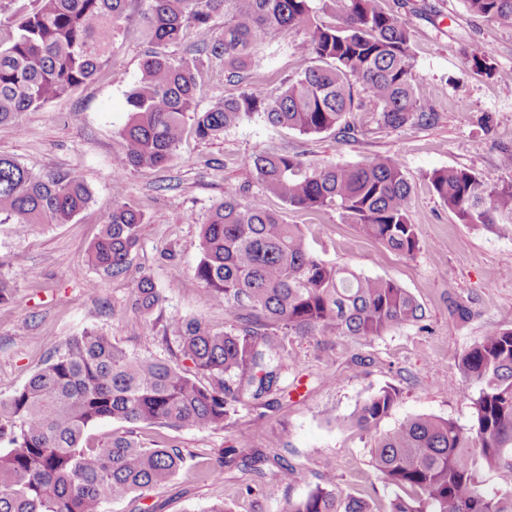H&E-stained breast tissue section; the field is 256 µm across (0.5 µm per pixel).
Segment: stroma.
<instances>
[{
	"mask_svg": "<svg viewBox=\"0 0 512 512\" xmlns=\"http://www.w3.org/2000/svg\"><path fill=\"white\" fill-rule=\"evenodd\" d=\"M384 3L399 9L410 31L415 89L434 113L431 123L387 128L379 122V107L371 104L357 115L365 136L345 144L331 132L304 135L253 119L213 139L187 137L169 165L117 169L114 160L124 150L121 130L129 117L126 93L152 50L147 2L129 0L109 60L95 79L23 113L19 131L0 130V154L36 173H76L91 194L87 210L71 223L0 229V276L14 279L16 288L14 300L0 304V396L21 388L55 344L87 328L103 329L128 351L163 358V326L170 317L196 318L216 331L232 326L233 312L208 300L193 270L200 226L210 209L225 192H259L246 162L251 154L297 153L314 164L391 156L402 163L413 187L409 216L420 249L411 257L364 236L336 210L309 215L275 197L267 203L285 223L301 226L318 258L405 288L421 305L423 322L381 337H290L283 376L299 386L273 406L234 404L230 425L220 429L140 426L137 437L144 446L176 444L187 464L167 483L145 491L139 503L112 502L105 512H133L138 505L154 512H205L218 501L231 512H281L314 486L328 463L345 493L367 500L373 512H389L395 490L371 466L370 434L349 422L355 409L390 386L399 397L382 429L414 415L470 426L475 389L460 371V357L489 326L512 329V228L462 223L429 190L426 176L458 168L489 188L512 181L502 158L504 150H512V81L499 78L512 72V29L472 15L464 0H407L402 8L397 0ZM303 37L298 29L269 36L241 86L226 82L219 60L204 62L197 75L201 107L244 86L275 93L283 79L302 69L294 46ZM478 44L490 52L495 76L468 62ZM116 180L124 186L122 199L141 209L144 222L127 268L112 275L93 266L88 253L117 201ZM174 264L181 267V278H173ZM145 276L162 297L149 315L132 305ZM454 302L466 317L452 313ZM241 440L268 457L264 477L235 464L207 477L222 449ZM280 461L303 472L305 481L282 483L276 475Z\"/></svg>",
	"mask_w": 512,
	"mask_h": 512,
	"instance_id": "stroma-1",
	"label": "stroma"
}]
</instances>
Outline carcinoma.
<instances>
[{"label":"carcinoma","mask_w":512,"mask_h":512,"mask_svg":"<svg viewBox=\"0 0 512 512\" xmlns=\"http://www.w3.org/2000/svg\"><path fill=\"white\" fill-rule=\"evenodd\" d=\"M0 21V128L19 127V116L92 80L106 64L127 0H8ZM148 0L150 40L165 48L189 31L212 27L224 9V31L194 44L195 52L224 61L225 80L245 81L251 57L272 32L300 28L296 50L305 66L275 96L245 89L208 108L196 98L198 60L173 62L162 51L144 61L126 94L129 120L121 131L120 169L171 162L187 134L205 140L247 120L302 134L334 131L344 143L363 134L353 114L364 100L382 107L379 121L398 128L429 122L414 89L410 37L397 12L380 0ZM474 15L512 27V0H464ZM337 12L336 21L317 13ZM491 54L469 61L492 74ZM260 193L243 201L227 192L201 225L194 278L208 299L234 310L236 325L211 331L196 320L171 317L164 326L167 358L135 355L107 333L91 328L55 345L47 360L13 395L0 397V512H103L106 504L166 483L186 463L175 445L142 446L139 424L199 429L224 427L232 405L247 397L262 406L284 391L285 339L332 332L383 336L418 324L423 311L406 289L314 256L298 224H286L267 207L270 196L297 210L336 209L347 224L390 250L413 256L420 248L409 219L412 187L398 159L374 156L354 165H312L300 155H250ZM433 193L464 224L512 225V182L487 189L466 169L427 175ZM117 203L89 250L97 268L122 272L138 242L143 214ZM90 192L71 172L36 174L0 155V225L69 224L86 209ZM160 295L142 277L135 308L149 314ZM191 366H183L184 362ZM464 379L476 387L473 419L464 429L433 415L407 417L380 430L398 393L371 394L351 422L373 433L371 464L389 486L403 491L389 512H512V491L483 487L481 474L512 473V329L489 327L460 358ZM131 429L91 443L97 422ZM264 454L241 441L224 449L218 467ZM284 512H372L370 504L336 486L326 464L320 483Z\"/></svg>","instance_id":"obj_1"}]
</instances>
